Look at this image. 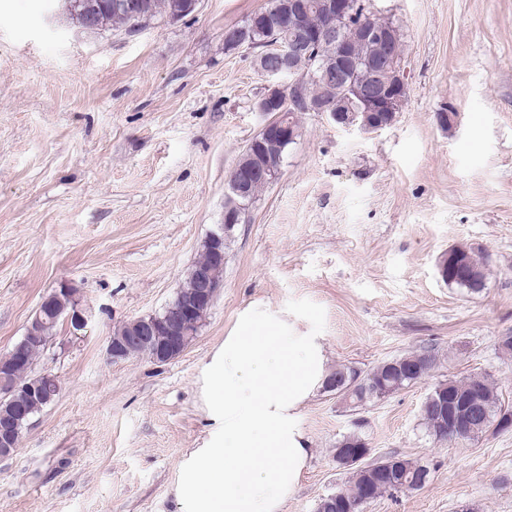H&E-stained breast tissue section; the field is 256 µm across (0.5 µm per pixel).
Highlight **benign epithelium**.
<instances>
[{
    "label": "benign epithelium",
    "mask_w": 512,
    "mask_h": 512,
    "mask_svg": "<svg viewBox=\"0 0 512 512\" xmlns=\"http://www.w3.org/2000/svg\"><path fill=\"white\" fill-rule=\"evenodd\" d=\"M66 4L73 15L80 17L81 23L87 29L95 28L96 14L107 8H122L135 13L145 11L141 0H66ZM360 6L370 9L367 0H325L326 12L333 16V23L323 31L307 35L304 41L289 47L288 53L283 55L282 67V72L288 74V86L281 85L278 76L269 75L271 82L258 100L257 111L264 114L271 111L274 106L282 103L285 92L288 93L290 101L303 96L304 75L295 72L292 58L309 51L311 45L320 39L333 38L337 47L336 56L324 60L321 70L326 75L332 74L338 78L343 76L345 26L350 24V19L355 17ZM269 13L277 17L285 27L296 25L301 20L302 4L299 0H288L286 3L276 0L270 5ZM362 29L368 38L385 45L387 61L374 64L369 91L358 94L361 101L359 108L355 109L348 104L339 110L329 111V115L335 123L345 128L356 127L364 132H372L389 125L387 118L396 116V112L401 110L407 86L404 64L391 53L385 34L366 25ZM260 134L262 137H257L250 143L249 151L259 152L262 139L271 134L292 140L296 131L277 115L263 124ZM279 171L280 164L265 157L260 163L241 164L233 168L231 181L235 185V192L244 197L247 185L253 180L268 177L273 179ZM243 210L244 206L241 204L226 209L224 225L220 227V231L211 233L205 240L204 246L209 251L213 264L224 263V239L241 222ZM448 272L454 273L456 279L472 280L475 277V271L461 263L451 251L440 265L441 275ZM188 274L194 281V288L168 303L163 317L151 315L147 319L140 317L131 320L125 323L119 335L109 337L107 354L112 360H124L145 349L149 351L151 361L163 364L184 352L189 336L192 335V328L203 323L218 289L221 288V282L215 280L211 272L203 266L191 268ZM59 316L75 336L87 327L86 310L76 297L74 289L63 282L40 303L33 320L27 325L26 336L22 341L10 352L0 356V393L6 397L16 391L24 393V400L21 402L7 401L0 404V462L16 452L21 427L31 420V405L39 402L51 404L59 393V386L54 378L44 388L31 384L18 385L10 380L12 372L25 362L23 347L29 343L30 337L38 333L46 319ZM437 413L439 422L455 440L470 436L473 423L479 417L477 402L470 396H441L437 400Z\"/></svg>",
    "instance_id": "obj_1"
}]
</instances>
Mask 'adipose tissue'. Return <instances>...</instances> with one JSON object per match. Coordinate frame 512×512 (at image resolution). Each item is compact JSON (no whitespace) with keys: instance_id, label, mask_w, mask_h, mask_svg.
<instances>
[{"instance_id":"1","label":"adipose tissue","mask_w":512,"mask_h":512,"mask_svg":"<svg viewBox=\"0 0 512 512\" xmlns=\"http://www.w3.org/2000/svg\"><path fill=\"white\" fill-rule=\"evenodd\" d=\"M326 375L323 337L262 302L240 313L210 367L224 438L178 487L191 512H283L312 456L297 414Z\"/></svg>"}]
</instances>
